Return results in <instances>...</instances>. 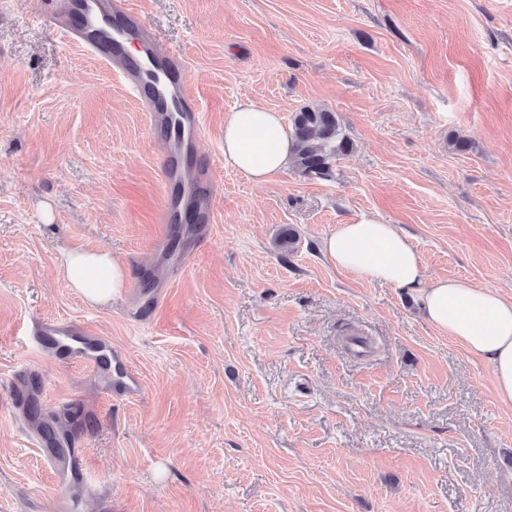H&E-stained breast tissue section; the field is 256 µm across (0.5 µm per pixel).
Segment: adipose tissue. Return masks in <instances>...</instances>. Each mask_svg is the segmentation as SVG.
Wrapping results in <instances>:
<instances>
[{"label":"adipose tissue","mask_w":512,"mask_h":512,"mask_svg":"<svg viewBox=\"0 0 512 512\" xmlns=\"http://www.w3.org/2000/svg\"><path fill=\"white\" fill-rule=\"evenodd\" d=\"M293 154L281 116L258 103L243 102L224 123V159L251 181L281 172ZM321 250L337 268L408 291L431 326L491 364L496 399L512 408V298L460 278L425 282L407 235L377 216L339 225ZM61 266L68 286L95 304L111 303L128 281L126 269L104 250L73 249Z\"/></svg>","instance_id":"ef3b65f1"}]
</instances>
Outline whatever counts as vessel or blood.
Segmentation results:
<instances>
[{"instance_id": "1", "label": "vessel or blood", "mask_w": 512, "mask_h": 512, "mask_svg": "<svg viewBox=\"0 0 512 512\" xmlns=\"http://www.w3.org/2000/svg\"><path fill=\"white\" fill-rule=\"evenodd\" d=\"M50 20L66 44L79 47L118 76L141 111L147 112L163 161L167 192L157 223H182L189 209L210 222L213 193L202 187L213 180L210 169L189 164L201 134L202 105L186 75L181 55L158 50L150 26L132 0H50ZM31 338L36 347L62 363L90 367L113 397H133L141 382L124 354L109 339L95 335L86 323L46 320L37 323ZM46 454L57 473V512H68L74 482L85 481L70 454L46 441Z\"/></svg>"}]
</instances>
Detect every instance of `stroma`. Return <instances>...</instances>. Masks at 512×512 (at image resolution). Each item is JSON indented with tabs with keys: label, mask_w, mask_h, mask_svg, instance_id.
Instances as JSON below:
<instances>
[{
	"label": "stroma",
	"mask_w": 512,
	"mask_h": 512,
	"mask_svg": "<svg viewBox=\"0 0 512 512\" xmlns=\"http://www.w3.org/2000/svg\"><path fill=\"white\" fill-rule=\"evenodd\" d=\"M134 2L200 98L190 161L213 166L214 220L170 278L153 243L178 227L155 221L146 113L54 33L48 0H0V512H49L56 494L22 427L32 406L88 471L72 512H512V408L490 364L320 247L373 214L409 236L426 281L512 296V0ZM245 100L286 122L335 112L354 149L323 179L252 182L224 161ZM77 247L127 267L121 297L67 286ZM34 317L89 322L142 393L112 397L28 347Z\"/></svg>",
	"instance_id": "35a3bbf8"
}]
</instances>
